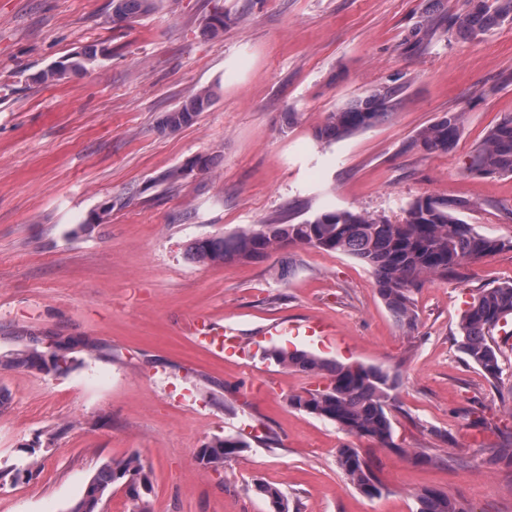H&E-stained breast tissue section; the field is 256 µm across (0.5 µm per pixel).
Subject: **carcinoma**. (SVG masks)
<instances>
[{"mask_svg": "<svg viewBox=\"0 0 512 512\" xmlns=\"http://www.w3.org/2000/svg\"><path fill=\"white\" fill-rule=\"evenodd\" d=\"M155 5L156 0H111L112 23H134L152 13ZM511 16L512 0H480L479 7H470L448 18V31L461 38H474ZM226 20L224 12L214 11L205 19L204 32L219 33L224 30ZM97 57V47L88 45L65 62L40 70L34 80L44 85L60 84L86 71ZM394 94L391 88L378 89L328 113L317 138L336 142L370 127L365 119L377 122L384 117V113L374 111L375 105L390 104ZM213 101L214 94L209 89L186 98L162 114L160 129L175 131L192 125ZM461 120L459 112L444 115L418 131L409 147L424 146L428 153L448 150L459 136ZM469 169L479 176H512V115L487 131L471 157ZM464 208L462 202L420 198L409 204L399 224L350 210L332 209L296 224L271 222L230 235L196 238L189 242L187 253L199 263L219 264L256 260L290 244H299L352 256L371 269L378 293L396 323L412 329L417 322L412 292L421 277L446 278L465 264L505 249L512 250V239L482 234L460 219L458 214ZM511 316L512 282H508L481 290L472 298L459 323V350L492 380L500 379L503 373V352L495 341L494 331ZM30 341L31 344L1 359L0 367L59 376L77 365L78 359L72 357L77 347L102 350V346L89 340H55L44 350L39 349L38 338L32 337ZM263 358L335 380L331 389L319 386L292 396L290 404L294 408L330 421L355 437L372 440L381 447H395L389 409L396 380L389 372L363 364L328 361L298 350L273 348L264 351ZM244 447L246 444L237 437L217 438L199 449L198 459L204 467L218 471ZM336 462L364 494L373 497L381 493L380 482L360 449L350 446L338 449ZM127 481L137 489L140 512H149L147 495L152 487V473L136 455L102 465L71 512H100L105 493ZM252 491L268 502L270 512H288V499L278 488L256 481ZM416 499V512H471L460 500L436 489H424Z\"/></svg>", "mask_w": 512, "mask_h": 512, "instance_id": "1", "label": "carcinoma"}]
</instances>
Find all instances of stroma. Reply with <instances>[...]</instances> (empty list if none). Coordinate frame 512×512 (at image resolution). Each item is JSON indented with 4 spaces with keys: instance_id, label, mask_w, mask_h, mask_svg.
<instances>
[{
    "instance_id": "35a3bbf8",
    "label": "stroma",
    "mask_w": 512,
    "mask_h": 512,
    "mask_svg": "<svg viewBox=\"0 0 512 512\" xmlns=\"http://www.w3.org/2000/svg\"><path fill=\"white\" fill-rule=\"evenodd\" d=\"M466 0H158L112 23L110 0H0V356L35 336L88 338L64 376L0 368V512H69L106 462L138 454L153 473L150 512H268L264 481L289 512H416L435 488L471 512H512V336L491 381L454 343L481 289L512 281V250L423 278L418 325H397L370 269L291 246L251 262L203 265L190 240L326 209L402 222L409 204L462 200L464 221L512 238V176L471 174L487 130L512 114V21L474 40L451 35ZM224 10L223 33H204ZM95 64L65 82H33L84 46ZM214 102L191 126L158 122L201 88ZM383 87L389 115L327 144V114ZM449 112L445 152L409 149ZM214 160L179 185L165 171ZM110 205L100 224L89 216ZM205 317L239 346L201 347ZM280 335H267L269 326ZM328 335L316 333V326ZM276 347L361 363L397 378L395 449L294 409L320 377L263 359ZM224 436L247 448L223 469L197 452ZM349 445L382 484L369 497L336 464ZM428 455L418 461V452ZM32 466L31 476L19 469ZM252 491L264 498L270 508V512H288V499L278 488L270 484L256 481L252 486Z\"/></svg>"
}]
</instances>
